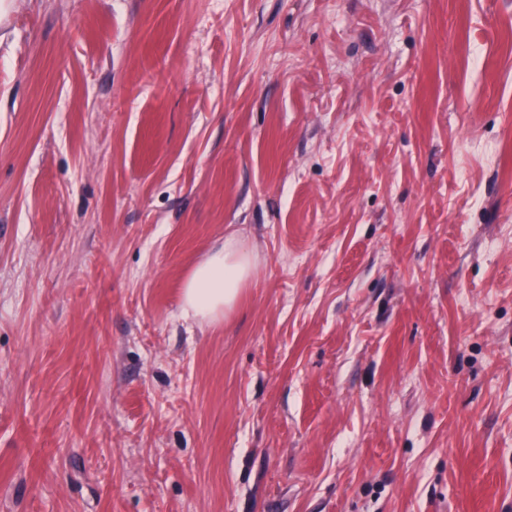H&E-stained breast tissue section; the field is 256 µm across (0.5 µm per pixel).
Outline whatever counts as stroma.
<instances>
[{
  "label": "stroma",
  "instance_id": "35a3bbf8",
  "mask_svg": "<svg viewBox=\"0 0 512 512\" xmlns=\"http://www.w3.org/2000/svg\"><path fill=\"white\" fill-rule=\"evenodd\" d=\"M0 512H512V0H0ZM256 259L253 248L234 235L213 247L184 283L182 317L210 323L231 311L255 273Z\"/></svg>",
  "mask_w": 512,
  "mask_h": 512
}]
</instances>
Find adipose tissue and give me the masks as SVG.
<instances>
[{"label": "adipose tissue", "mask_w": 512, "mask_h": 512, "mask_svg": "<svg viewBox=\"0 0 512 512\" xmlns=\"http://www.w3.org/2000/svg\"><path fill=\"white\" fill-rule=\"evenodd\" d=\"M256 270L253 248L236 236L213 247L187 277L182 293L184 319L210 323L231 311Z\"/></svg>", "instance_id": "adipose-tissue-1"}]
</instances>
